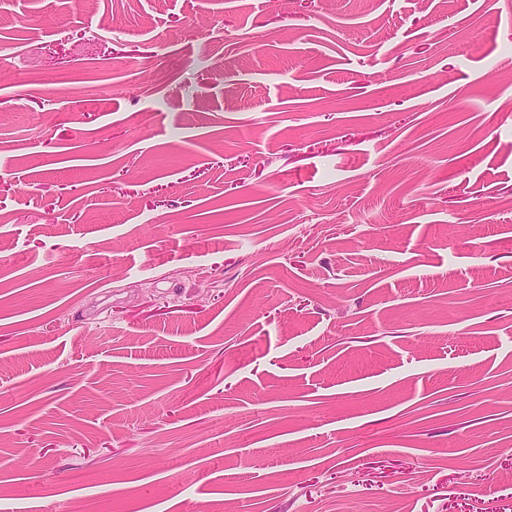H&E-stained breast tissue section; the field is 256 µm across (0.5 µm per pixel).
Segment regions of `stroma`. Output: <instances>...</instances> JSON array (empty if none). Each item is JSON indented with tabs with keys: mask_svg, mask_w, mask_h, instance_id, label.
Here are the masks:
<instances>
[{
	"mask_svg": "<svg viewBox=\"0 0 512 512\" xmlns=\"http://www.w3.org/2000/svg\"><path fill=\"white\" fill-rule=\"evenodd\" d=\"M0 512H512V0H0Z\"/></svg>",
	"mask_w": 512,
	"mask_h": 512,
	"instance_id": "stroma-1",
	"label": "stroma"
}]
</instances>
